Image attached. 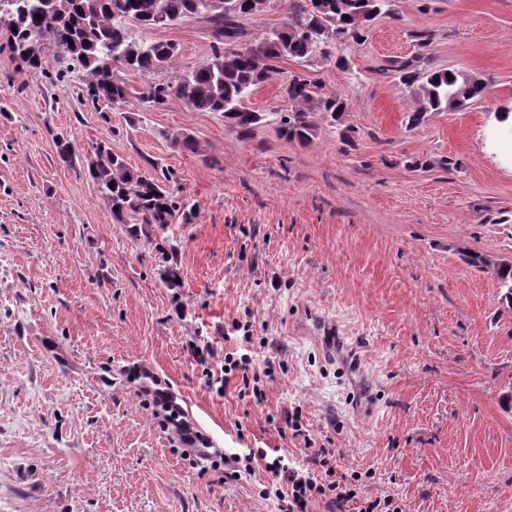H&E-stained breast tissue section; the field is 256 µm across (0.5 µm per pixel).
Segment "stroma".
I'll return each mask as SVG.
<instances>
[{
    "instance_id": "1",
    "label": "stroma",
    "mask_w": 512,
    "mask_h": 512,
    "mask_svg": "<svg viewBox=\"0 0 512 512\" xmlns=\"http://www.w3.org/2000/svg\"><path fill=\"white\" fill-rule=\"evenodd\" d=\"M297 0L243 22L247 42L285 24ZM178 47L188 71L211 52L208 23L136 29ZM431 42L418 55L417 36ZM0 28V512H277L267 474L190 466L140 391L161 380L216 447L277 448L290 464L331 449L338 471L404 512H512V311L463 253L512 261V0H395L333 63L279 61L344 98L335 131L280 140L271 80L248 99L265 113L249 139L175 99L145 107L142 75L111 109L82 103L85 76L22 69ZM465 70L484 100L407 122L414 89L391 68ZM192 136L174 148L169 135ZM78 161L63 162L56 137ZM109 141L130 167L170 170L193 212L171 225L182 286L157 273L154 242L112 219L80 159ZM361 345L372 397L319 348L314 317ZM249 323L256 362L273 359L267 399L217 394L207 373ZM210 348L206 363L196 350ZM301 413L309 434L284 431Z\"/></svg>"
}]
</instances>
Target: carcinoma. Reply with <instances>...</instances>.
Returning a JSON list of instances; mask_svg holds the SVG:
<instances>
[{"mask_svg": "<svg viewBox=\"0 0 512 512\" xmlns=\"http://www.w3.org/2000/svg\"><path fill=\"white\" fill-rule=\"evenodd\" d=\"M157 0H23L24 12L19 27L10 31L8 49L16 54V44L28 39L29 33L39 32L43 41L34 45L20 62L33 75L45 71V49L55 45L71 60L66 75L82 70L88 77L83 98L94 105L109 106L126 102L129 89L117 76L123 68L138 74L154 76L168 71L177 56V46L167 41L136 40L131 26L158 29L154 14ZM169 21L203 17L210 26L212 52L209 58L192 70L165 79L150 80L140 91V100L148 107L159 109L173 99L184 101L198 112H215L241 139H247L260 125L264 114L241 105L257 87L271 80L274 69L270 62L293 59L308 63L313 54V40L319 31L340 40L341 44L359 42L364 28L353 9L340 8L336 0H297L294 12L281 28L247 48L246 33L241 20L248 16L247 0H225L230 8L223 14L205 15L198 7L200 0H163ZM375 19L388 6L386 0H352ZM41 19H36V16ZM399 82L418 85L419 107L410 120L421 121L428 112H445L477 101L482 89L465 85L458 73L445 71L417 72L402 63L395 67ZM280 96L296 103L276 113L279 138L306 143L318 135L322 119L337 118L345 112L346 102L312 82L299 72L280 80ZM95 160L83 157L82 166L107 200L112 217L124 225L135 240L165 233L175 223L177 213L190 208L189 201L171 189L170 172L135 171L125 159L112 152L105 142L92 147ZM174 246L158 249L159 277L168 288H178V273L174 266ZM501 303L512 309V263L501 265Z\"/></svg>", "mask_w": 512, "mask_h": 512, "instance_id": "obj_1", "label": "carcinoma"}]
</instances>
